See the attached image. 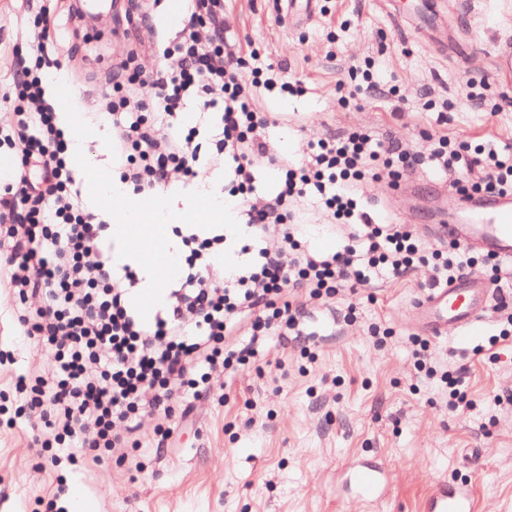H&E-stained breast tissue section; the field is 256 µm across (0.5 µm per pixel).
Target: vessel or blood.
Wrapping results in <instances>:
<instances>
[{"label":"vessel or blood","instance_id":"1","mask_svg":"<svg viewBox=\"0 0 512 512\" xmlns=\"http://www.w3.org/2000/svg\"><path fill=\"white\" fill-rule=\"evenodd\" d=\"M452 212L451 223L431 227L435 239L493 253L512 264V194H459L454 198ZM492 296L486 282L472 278L433 289L421 304L426 318L424 328L434 336L450 325L466 335H480L482 313ZM382 478V472L374 465L352 464L346 470L354 499L364 502L378 498ZM423 512H479V501L470 485L443 482L427 496Z\"/></svg>","mask_w":512,"mask_h":512}]
</instances>
